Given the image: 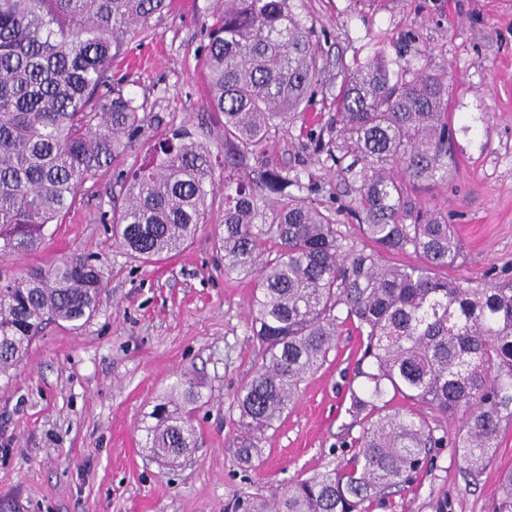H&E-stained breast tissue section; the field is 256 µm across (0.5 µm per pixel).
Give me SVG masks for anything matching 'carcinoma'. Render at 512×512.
Returning <instances> with one entry per match:
<instances>
[{
  "label": "carcinoma",
  "mask_w": 512,
  "mask_h": 512,
  "mask_svg": "<svg viewBox=\"0 0 512 512\" xmlns=\"http://www.w3.org/2000/svg\"><path fill=\"white\" fill-rule=\"evenodd\" d=\"M171 0H0V253L38 249L45 228L71 208L97 168L140 131L143 104L109 87L125 39L150 27ZM321 46L288 0H224L205 46L208 111L224 129V272L252 273L249 316L264 358L237 395L240 452L258 453L265 433L293 403L306 376L326 361L339 328L352 325L369 361L367 384L349 411H382L389 392L441 416H461L456 437L436 435L420 415L378 416L350 457L285 488L253 512H366V504L414 481L432 448L450 446L477 477L512 424V285L473 288L435 271L459 256L450 225L409 196L407 183L447 179V73L389 66L377 51L341 65L329 139L318 151L349 187L347 210L368 239L391 253L419 254V266H385L337 228L332 211L300 201L284 171L234 174L272 132L310 105L322 84ZM353 161H347V158ZM215 191L209 150L191 133L153 146L151 160L124 181L112 206V236L150 261L187 246L205 223ZM267 239L280 243L263 257ZM102 272L85 257L46 270L0 271V380L9 383L50 323L82 327L97 312ZM200 394L173 386L150 413L146 447L168 462L194 447L191 413ZM494 512H512V472Z\"/></svg>",
  "instance_id": "obj_1"
}]
</instances>
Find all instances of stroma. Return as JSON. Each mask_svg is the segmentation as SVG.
I'll list each match as a JSON object with an SVG mask.
<instances>
[{
	"label": "stroma",
	"instance_id": "stroma-1",
	"mask_svg": "<svg viewBox=\"0 0 512 512\" xmlns=\"http://www.w3.org/2000/svg\"><path fill=\"white\" fill-rule=\"evenodd\" d=\"M319 41L325 83L304 116L281 126L250 168L300 174L298 198L334 210L349 241L366 246L334 163L315 152L339 91L338 63L387 61L445 72L451 100L448 178L412 189L441 212L460 254L449 279L476 287L512 282V0H288ZM224 0H173L146 32L128 38L112 66L125 93L143 102L130 147L79 189L62 223L48 225L31 253L0 254V269L25 273L74 254L103 272L102 305L81 329L49 327L9 386L0 385V512H247L285 487L349 456L363 429L348 411L369 364L361 338L343 327L322 368L245 459L236 397L262 362L250 329V277L225 274L217 247L224 191L183 251L141 263L113 244L109 214L126 176L149 159L163 133L185 129L213 156L224 132L207 112L201 74L207 28ZM179 380L202 399L192 414L196 445L176 464L144 446L143 423ZM512 472V425L478 480L452 448L432 449L414 483L370 503V512H493Z\"/></svg>",
	"mask_w": 512,
	"mask_h": 512
}]
</instances>
